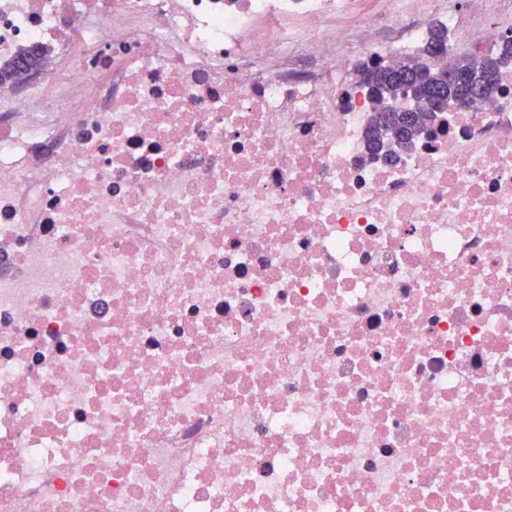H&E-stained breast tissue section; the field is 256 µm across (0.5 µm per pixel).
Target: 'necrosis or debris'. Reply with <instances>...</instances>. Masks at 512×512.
I'll use <instances>...</instances> for the list:
<instances>
[{"mask_svg":"<svg viewBox=\"0 0 512 512\" xmlns=\"http://www.w3.org/2000/svg\"><path fill=\"white\" fill-rule=\"evenodd\" d=\"M354 4L0 0V512H512V66L389 160L357 75L512 0ZM36 56L42 60L44 63L46 60V51L43 50H24L17 61L13 62L11 65H7L6 67H0V85H12L16 82L18 78L17 66L18 61L22 56ZM19 67L24 71V80L28 79L36 75V72L41 68V66L35 64L33 60L30 58H24L19 61Z\"/></svg>","mask_w":512,"mask_h":512,"instance_id":"1","label":"necrosis or debris"}]
</instances>
